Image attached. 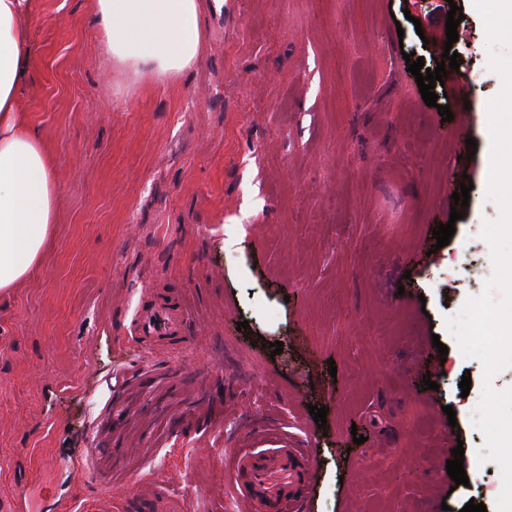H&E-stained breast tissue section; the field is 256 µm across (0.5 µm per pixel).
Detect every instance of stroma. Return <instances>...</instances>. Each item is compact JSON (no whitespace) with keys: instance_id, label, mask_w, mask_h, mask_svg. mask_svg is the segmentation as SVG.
<instances>
[{"instance_id":"1","label":"stroma","mask_w":512,"mask_h":512,"mask_svg":"<svg viewBox=\"0 0 512 512\" xmlns=\"http://www.w3.org/2000/svg\"><path fill=\"white\" fill-rule=\"evenodd\" d=\"M453 4L462 75L430 107L404 56L435 68ZM91 8L40 0L31 23L19 105L52 150L62 221L0 294V512H140L160 475L180 512H235V455L284 438L319 450L305 512H497L473 423L483 364L446 326L493 272L481 231L499 213L502 81L471 0H224L193 69L135 85L100 56ZM463 100L468 125L442 120ZM160 306L188 312L183 338L132 340ZM459 440L465 486L446 469Z\"/></svg>"}]
</instances>
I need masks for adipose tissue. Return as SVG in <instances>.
Segmentation results:
<instances>
[{
	"label": "adipose tissue",
	"instance_id": "adipose-tissue-1",
	"mask_svg": "<svg viewBox=\"0 0 512 512\" xmlns=\"http://www.w3.org/2000/svg\"><path fill=\"white\" fill-rule=\"evenodd\" d=\"M201 0H93L102 53L130 82L189 71L202 48ZM39 0H0V290L41 259L59 223L62 190L51 150L18 106L33 77L28 24Z\"/></svg>",
	"mask_w": 512,
	"mask_h": 512
}]
</instances>
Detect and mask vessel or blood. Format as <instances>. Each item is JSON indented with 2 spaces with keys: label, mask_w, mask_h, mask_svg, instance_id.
<instances>
[{
  "label": "vessel or blood",
  "mask_w": 512,
  "mask_h": 512,
  "mask_svg": "<svg viewBox=\"0 0 512 512\" xmlns=\"http://www.w3.org/2000/svg\"><path fill=\"white\" fill-rule=\"evenodd\" d=\"M180 328V319L162 311L137 324V332L143 339L162 330L175 334ZM317 455V449L308 445L297 450L240 451L236 468L245 474L246 480L238 488V500L254 502L258 512H301L304 488L314 478Z\"/></svg>",
  "instance_id": "1"
}]
</instances>
